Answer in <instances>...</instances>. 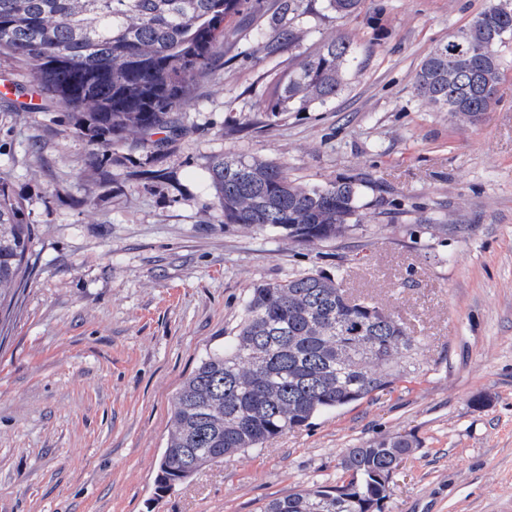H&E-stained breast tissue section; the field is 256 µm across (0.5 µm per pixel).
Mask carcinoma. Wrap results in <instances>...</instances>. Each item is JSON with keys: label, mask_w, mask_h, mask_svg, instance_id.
<instances>
[{"label": "carcinoma", "mask_w": 512, "mask_h": 512, "mask_svg": "<svg viewBox=\"0 0 512 512\" xmlns=\"http://www.w3.org/2000/svg\"><path fill=\"white\" fill-rule=\"evenodd\" d=\"M307 0H276L265 56L306 35L294 24ZM343 19L365 0H324ZM249 0H0V52L25 65L42 99L63 109L95 145L94 159L137 132L158 152L182 134L175 111L224 52V24ZM512 41V0H492L423 57L412 87L429 108L476 125L492 111L502 77L501 47ZM357 44L333 38L279 78L264 101L271 119L336 100ZM221 218L304 245L340 241L362 223L364 185L306 186L284 166L217 157L210 166ZM33 226L0 183V296L17 292ZM422 344L407 323L338 279L300 272L255 285L234 335L200 361L173 404V428L157 465L155 490L226 457L261 449L288 432L425 371ZM419 443L397 433L349 448L333 486L312 485L269 500L261 512H383L382 475Z\"/></svg>", "instance_id": "cac0c4a2"}]
</instances>
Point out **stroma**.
Segmentation results:
<instances>
[{"mask_svg": "<svg viewBox=\"0 0 512 512\" xmlns=\"http://www.w3.org/2000/svg\"><path fill=\"white\" fill-rule=\"evenodd\" d=\"M274 2L225 25L223 57L161 151L131 133L95 163L60 108L19 114L0 95V181L35 230L0 330V512H260L333 484L345 448L395 433L419 448L385 512H512V48L493 111L460 126L412 82L489 0H366L342 21L310 0L307 37L268 58L257 44ZM338 35L360 47L344 92L268 119L276 77ZM222 155L278 162L307 186L365 181L361 230L308 247L221 223L209 166ZM308 269L401 315L428 371L155 500L177 392L235 331L250 288Z\"/></svg>", "mask_w": 512, "mask_h": 512, "instance_id": "1", "label": "stroma"}]
</instances>
